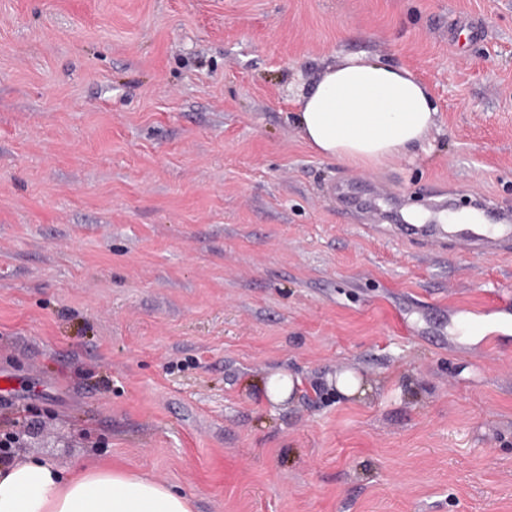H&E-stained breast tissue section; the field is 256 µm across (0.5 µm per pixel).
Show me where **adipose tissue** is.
Returning <instances> with one entry per match:
<instances>
[{
  "instance_id": "obj_1",
  "label": "adipose tissue",
  "mask_w": 512,
  "mask_h": 512,
  "mask_svg": "<svg viewBox=\"0 0 512 512\" xmlns=\"http://www.w3.org/2000/svg\"><path fill=\"white\" fill-rule=\"evenodd\" d=\"M295 120L318 155L378 173L421 148L438 113L429 87L380 58L345 56L297 99ZM0 512H192L190 498L110 464H0Z\"/></svg>"
}]
</instances>
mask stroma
Segmentation results:
<instances>
[{
    "label": "stroma",
    "instance_id": "1",
    "mask_svg": "<svg viewBox=\"0 0 512 512\" xmlns=\"http://www.w3.org/2000/svg\"><path fill=\"white\" fill-rule=\"evenodd\" d=\"M350 53L438 108L380 179L292 117ZM466 199L512 215V0H0V461L194 512H512V334L460 330L512 325V244L395 227ZM300 380L288 373L272 375L265 386V395L270 402H279L289 396Z\"/></svg>",
    "mask_w": 512,
    "mask_h": 512
}]
</instances>
